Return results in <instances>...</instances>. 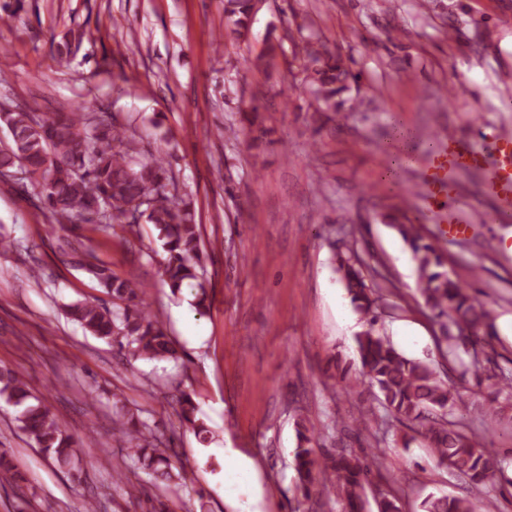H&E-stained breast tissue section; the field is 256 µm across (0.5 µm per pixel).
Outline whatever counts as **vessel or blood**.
<instances>
[{
    "instance_id": "1",
    "label": "vessel or blood",
    "mask_w": 512,
    "mask_h": 512,
    "mask_svg": "<svg viewBox=\"0 0 512 512\" xmlns=\"http://www.w3.org/2000/svg\"><path fill=\"white\" fill-rule=\"evenodd\" d=\"M500 157L498 164L488 162L483 146L449 130L430 154L417 179V196L427 216L445 224L446 237H465L470 220L457 206L456 178L479 172L485 177L484 192L498 202L491 219L498 224L512 222V129L492 128L488 134Z\"/></svg>"
}]
</instances>
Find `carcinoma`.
Segmentation results:
<instances>
[{"label":"carcinoma","mask_w":512,"mask_h":512,"mask_svg":"<svg viewBox=\"0 0 512 512\" xmlns=\"http://www.w3.org/2000/svg\"><path fill=\"white\" fill-rule=\"evenodd\" d=\"M252 11L251 0H226L227 23L238 36L248 32ZM303 51L305 81L318 101H336V96L348 89V80L353 78L351 69L319 38L306 40ZM276 58L277 45L269 37L253 66L268 69L275 65ZM0 125L9 132L7 143L0 145V173L15 167L22 169L39 189L50 223L92 224L106 232L134 216L145 220L155 226L166 253L163 276L171 293L176 295L188 285L195 290L196 312L202 315L209 309L202 274L200 227L190 199L179 193L174 183L163 151L145 161L139 159L140 151L123 125L88 112L82 105L52 115H40L17 105L0 112ZM391 220L412 250L419 273L418 291L439 324L438 342L471 347L473 358L465 372L482 377L485 367L479 354L491 346L496 335L489 303L448 272L441 255L422 241L415 225L396 215ZM78 263L112 295L113 308L109 310L93 301L76 302L65 307L68 318L92 336L117 346L128 362L139 358L174 362L180 359L176 343L140 297L138 287L112 276L102 266L81 259ZM339 271L354 308L375 322L376 290L358 267L343 258ZM356 343L360 369L352 374L344 368L341 377L351 391L368 386L375 400L358 407L359 419L371 415L388 428L399 423L420 433L437 464L452 469L469 486L465 496L429 493L421 502V512H481L486 508L483 489L493 481L498 452L481 446L475 434L454 420L461 401L457 388L430 364L404 356L371 327L357 337ZM487 379L493 381L497 393L507 392L504 402L494 400L476 408L480 424L489 432L503 417V403L512 402V373L493 374ZM0 399L19 409V426L35 446L80 480L77 440L22 373L0 368ZM177 402L179 427H190L203 436L210 433L197 416L191 394L180 392ZM112 406L113 423L128 442L113 479L121 483L125 471L143 470L156 484L167 488L187 484L189 472L173 461L174 435L158 433L148 420L126 412L118 393L112 394ZM296 437L294 484L307 504L306 512H318L326 500L335 501L341 512H366L373 479L383 478L382 474L373 473V469L383 466L377 449L368 453L352 448L333 455L318 453L315 447L319 432L306 416L296 421ZM373 499L377 512H402L401 498L393 490Z\"/></svg>","instance_id":"obj_1"}]
</instances>
